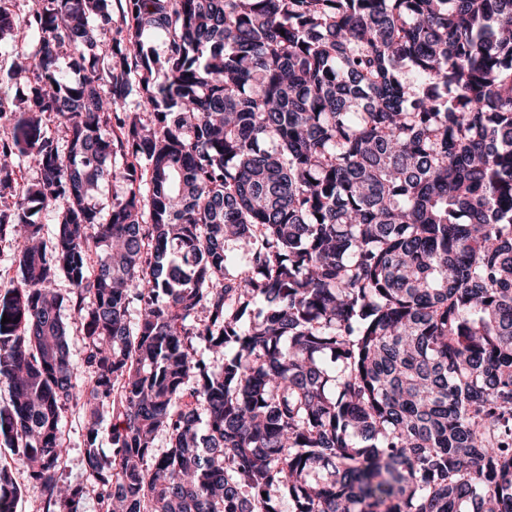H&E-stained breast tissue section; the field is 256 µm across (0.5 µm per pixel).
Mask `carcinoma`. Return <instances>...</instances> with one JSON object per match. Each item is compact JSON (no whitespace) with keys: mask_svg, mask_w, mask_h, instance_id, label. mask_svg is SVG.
Listing matches in <instances>:
<instances>
[{"mask_svg":"<svg viewBox=\"0 0 512 512\" xmlns=\"http://www.w3.org/2000/svg\"><path fill=\"white\" fill-rule=\"evenodd\" d=\"M123 14L0 5V42L38 35L0 100V512H79L74 409L99 512H512V0ZM126 159L119 156L112 159V169L116 171V176H109L102 184L100 193V202L108 205L112 202V197L116 194H121L124 191V184L121 179L120 173L123 172L126 167ZM60 317L63 322H65L70 329V350L72 353L74 363L80 367L83 362V357L85 353V345L84 339L81 335L79 329L77 330L71 319V311L68 306H63L60 310ZM64 435L67 439L68 454L62 465V480L72 485L85 480L84 421L77 412H68L64 420Z\"/></svg>","mask_w":512,"mask_h":512,"instance_id":"carcinoma-1","label":"carcinoma"}]
</instances>
